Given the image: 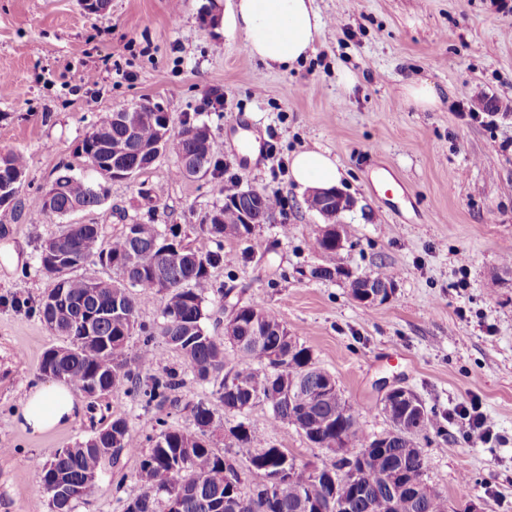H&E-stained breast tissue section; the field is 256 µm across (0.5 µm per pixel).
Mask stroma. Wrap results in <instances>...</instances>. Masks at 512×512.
I'll return each instance as SVG.
<instances>
[{"instance_id":"obj_1","label":"stroma","mask_w":512,"mask_h":512,"mask_svg":"<svg viewBox=\"0 0 512 512\" xmlns=\"http://www.w3.org/2000/svg\"><path fill=\"white\" fill-rule=\"evenodd\" d=\"M231 0H109L88 14L78 0H0V153L27 159L24 195L48 187L59 166L84 172L76 148L101 114L148 99L174 116L206 123L224 177L278 194L281 211L246 240L228 238L230 266L215 286L273 312L336 380L363 431L391 428L382 399L411 389L439 431H427V484L448 512L475 501L480 512H512V0H314L324 25L306 60L288 70L252 58L224 32ZM222 53H215V46ZM96 82H86L88 73ZM353 84H344L343 73ZM412 80L431 83L433 110L406 105ZM220 99L211 108V99ZM328 151L345 171L341 191L343 268L383 272L395 282L384 304L365 307L343 279L313 277L324 259L311 239L325 223L289 175H274L295 152ZM167 153L74 222L177 224L181 239L207 252L196 227L220 204L219 180L176 177ZM151 191L143 200L139 188ZM0 236V512H50L37 467L126 418L140 449L104 463L75 512H124L140 495L141 450L159 412L118 388L81 397L69 426L29 435L13 415L45 377L44 353L65 345L37 309L53 286L35 260L58 219L25 211ZM478 401L494 423L483 441L448 420ZM268 445L297 463L328 457L295 427L270 423L260 403L245 415Z\"/></svg>"}]
</instances>
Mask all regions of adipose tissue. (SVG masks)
<instances>
[{
    "label": "adipose tissue",
    "mask_w": 512,
    "mask_h": 512,
    "mask_svg": "<svg viewBox=\"0 0 512 512\" xmlns=\"http://www.w3.org/2000/svg\"><path fill=\"white\" fill-rule=\"evenodd\" d=\"M322 25L314 0H234L227 32L241 35L254 59L289 69L307 59ZM291 175L301 187L330 189L340 185L344 171L329 154L303 150L293 156ZM82 411L72 389L57 381L31 388L15 420L40 435L72 423Z\"/></svg>",
    "instance_id": "obj_1"
}]
</instances>
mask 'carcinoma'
<instances>
[{
	"mask_svg": "<svg viewBox=\"0 0 512 512\" xmlns=\"http://www.w3.org/2000/svg\"><path fill=\"white\" fill-rule=\"evenodd\" d=\"M136 121V141L158 143L161 153H174L178 176L205 175L219 166V152L205 124L187 117L177 121L149 100L136 105ZM129 142L124 125L100 118L77 146V153L92 156L91 168L109 179L112 146ZM4 162L3 172L9 178H24L27 160L23 155L9 152ZM53 186L56 195L50 210L44 194L25 197L19 190L6 200L1 198L0 209L15 219L30 208L63 219L74 205L92 210L108 196L105 183L78 175L70 166L59 169ZM244 211L253 223H242ZM276 211L264 190L246 194L237 189L224 194L223 202L212 210L208 223L198 225V231L218 246L226 236L247 239L256 227L273 220ZM49 241L59 242L72 258L55 268L43 254L37 255V268L62 281L64 288V298L56 306L41 300L38 315L69 344L48 349L41 372L58 374L61 381L90 398L92 383L101 393L125 386L145 406L182 408L193 422L194 429L185 430L158 421L159 432L140 462L143 492L127 504L126 512H157V505L171 497L177 498L178 512H215L217 505L224 506L223 512H308L310 505L327 509L341 500L349 504V512H448L447 497L425 483L418 437L432 426L429 415L419 421L406 408L393 406L389 417L393 437L384 445L381 438L363 432L357 415L346 420L336 416L347 401L340 390L326 389L332 376L272 313L233 299L230 308L224 309L234 313L225 319L224 335L216 336L206 328L207 302L216 298L223 303L230 294L214 287L210 277V269L232 262L223 249L203 254L182 244L179 225L163 230L158 224L139 222L123 225L109 240L98 224H62ZM313 247L326 259L325 265L314 269V277L333 278L341 269L339 251L317 235ZM96 261L112 268L115 278L103 281L75 274ZM161 291L169 294L161 320L153 325L140 321L143 298ZM89 321L93 324L90 335L84 333ZM136 334L142 337V345L131 354L126 345ZM157 336L182 356L195 380L212 385V398L181 404L177 392L184 377L174 369L142 379V373L155 365ZM229 372L233 374L230 388L226 386ZM291 389L299 392L298 401L276 400ZM259 403L270 405L273 424L292 425L313 446L329 449L325 468L342 469L338 449L345 456L371 449L362 487L356 489L343 478L317 480L306 465L294 468L271 498H264L259 487L246 496L231 485L224 473L226 458L212 446L221 434L234 439L238 467L244 471H274L284 465L285 451L267 445L258 430L243 421L224 426L227 415L241 416ZM135 445L127 420L115 417L87 440L40 465L36 478L48 493L50 512H74L75 503L91 492L88 474L100 472L106 460L117 463L122 451ZM383 474L394 478V488L382 480Z\"/></svg>",
	"mask_w": 512,
	"mask_h": 512,
	"instance_id": "carcinoma-1",
	"label": "carcinoma"
}]
</instances>
